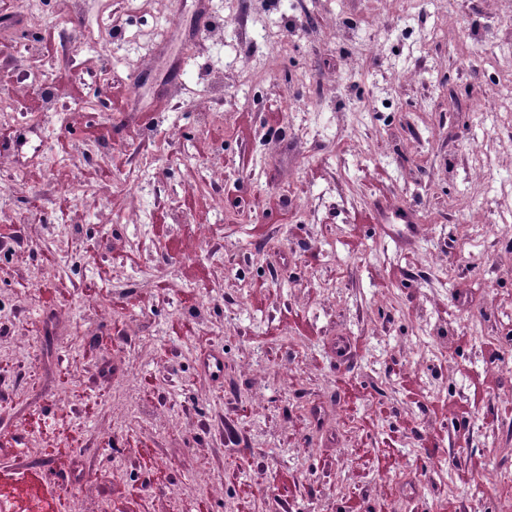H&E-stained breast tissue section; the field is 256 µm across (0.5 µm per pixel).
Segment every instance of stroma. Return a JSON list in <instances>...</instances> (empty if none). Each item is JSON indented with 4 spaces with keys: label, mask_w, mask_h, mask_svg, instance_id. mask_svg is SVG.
Listing matches in <instances>:
<instances>
[{
    "label": "stroma",
    "mask_w": 512,
    "mask_h": 512,
    "mask_svg": "<svg viewBox=\"0 0 512 512\" xmlns=\"http://www.w3.org/2000/svg\"><path fill=\"white\" fill-rule=\"evenodd\" d=\"M91 0L81 23L70 0H43L37 30L0 39V98L17 113L41 98L16 92L15 64L38 37L78 41L105 23ZM125 38L82 50L119 81L126 112L86 108L99 84L60 54L36 66L60 87L63 111L29 132L24 156L0 177V495L13 512H497L512 486L491 485L489 436L512 447V0H115ZM239 11L288 44L228 29L204 41L200 15ZM352 39H323L325 19ZM171 27L166 42L146 34ZM376 40L377 56L354 61ZM149 54L145 83L133 59ZM336 70L317 99L314 77ZM184 95L155 128L126 122ZM224 99L198 131L193 101L214 72ZM104 122L108 152L80 161L84 127ZM181 139L169 144L171 126ZM73 143L69 166L55 162ZM192 152L197 163L182 160ZM155 156L144 224L124 221L135 159ZM224 164V210L206 170ZM107 193L85 201L49 191L73 173ZM480 192H473L474 181ZM295 200H287L288 191ZM79 228L72 256L59 239ZM62 315L48 384L26 367L34 325ZM447 335L446 351L434 339ZM224 359L205 372V353ZM357 398L338 392L339 380ZM486 381L481 395L473 385ZM414 385L416 401L404 393ZM477 399L469 417L457 406ZM447 403V413L432 408ZM390 450L393 470L376 472ZM83 455L96 493L74 486ZM474 468L448 485L444 460ZM163 471L164 484L155 481Z\"/></svg>",
    "instance_id": "35a3bbf8"
}]
</instances>
